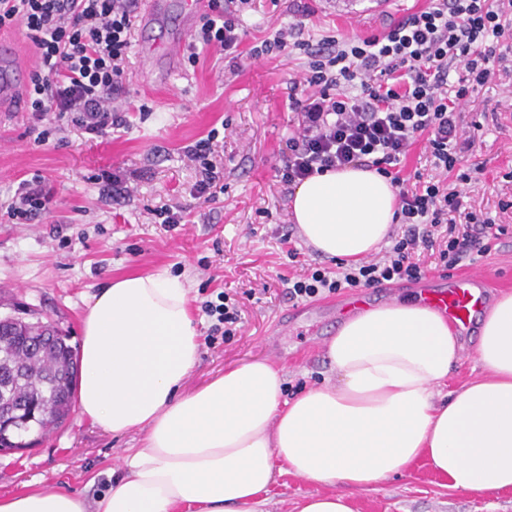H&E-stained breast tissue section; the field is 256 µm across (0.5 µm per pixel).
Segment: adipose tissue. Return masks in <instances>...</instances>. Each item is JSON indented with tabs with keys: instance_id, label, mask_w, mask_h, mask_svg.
I'll return each mask as SVG.
<instances>
[{
	"instance_id": "adipose-tissue-1",
	"label": "adipose tissue",
	"mask_w": 512,
	"mask_h": 512,
	"mask_svg": "<svg viewBox=\"0 0 512 512\" xmlns=\"http://www.w3.org/2000/svg\"><path fill=\"white\" fill-rule=\"evenodd\" d=\"M291 210L322 257L357 263L385 244L397 190L350 166L297 184ZM478 322L482 373L448 400L462 344L415 300L351 313L327 344L322 384L293 400L264 359L189 391L199 332L184 283L164 271L117 278L82 319L78 404L104 432L145 431L143 446L95 502L47 483L0 496V512H263L285 474L317 487L295 512H354L339 487L375 485L420 459L451 489L512 490V292Z\"/></svg>"
}]
</instances>
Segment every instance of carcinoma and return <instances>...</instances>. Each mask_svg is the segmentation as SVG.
<instances>
[{"instance_id": "carcinoma-1", "label": "carcinoma", "mask_w": 512, "mask_h": 512, "mask_svg": "<svg viewBox=\"0 0 512 512\" xmlns=\"http://www.w3.org/2000/svg\"><path fill=\"white\" fill-rule=\"evenodd\" d=\"M52 323L25 326L26 334L6 337L0 343V409L30 413L50 407L54 418L35 419L24 433L25 446L32 447L50 430L62 425L72 409L73 379L67 377V353L42 354L41 335Z\"/></svg>"}]
</instances>
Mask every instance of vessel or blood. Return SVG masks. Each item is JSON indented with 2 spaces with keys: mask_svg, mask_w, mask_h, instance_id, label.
Masks as SVG:
<instances>
[{
  "mask_svg": "<svg viewBox=\"0 0 512 512\" xmlns=\"http://www.w3.org/2000/svg\"><path fill=\"white\" fill-rule=\"evenodd\" d=\"M210 0H145L139 17L141 30L156 33L152 54L142 73L144 82H166L178 63L183 39L209 9ZM26 74L15 61L13 47L0 41V112L23 108L21 89ZM487 294V282L480 274L452 278L428 287L426 303L445 314L452 325L467 331L473 326Z\"/></svg>",
  "mask_w": 512,
  "mask_h": 512,
  "instance_id": "b4317fda",
  "label": "vessel or blood"
}]
</instances>
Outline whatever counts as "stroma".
Instances as JSON below:
<instances>
[{
	"label": "stroma",
	"mask_w": 512,
	"mask_h": 512,
	"mask_svg": "<svg viewBox=\"0 0 512 512\" xmlns=\"http://www.w3.org/2000/svg\"><path fill=\"white\" fill-rule=\"evenodd\" d=\"M306 30L314 39L365 38L423 8L427 0H306ZM294 0H250L236 17L245 36L237 57L215 49L196 63L180 57L166 85L147 89L141 70L149 36L132 33L125 91L128 128L94 137L70 118L45 122L49 136L34 143L30 112H0V316L23 306L67 330L78 345L86 305L117 277L165 271L187 290L201 336L199 361L188 386L223 375L228 365L265 358L282 368L285 399L321 384L328 339L343 316L348 293L289 300L287 279L325 260L299 235L291 217L292 190L276 175L282 151L297 128L288 108V81L301 79L305 56H255L252 48L276 29L296 23ZM463 127L480 124L464 158L482 166L464 186L469 207L506 225L481 260L489 297L512 291V57L461 109ZM217 130L213 162L223 192L198 198L199 166L186 149ZM119 173L130 190L122 203L103 195L101 171ZM44 179L54 198L49 212L27 224L8 215L23 181ZM182 211L164 225L154 210ZM299 252L289 259V248ZM235 295L241 324L229 341L207 339L203 301ZM145 434L103 432L72 411L62 426L26 451L0 455V496L29 483H55L94 498L105 494L113 467ZM355 512H512V491L465 493L420 460L376 489L345 491Z\"/></svg>",
	"instance_id": "1"
}]
</instances>
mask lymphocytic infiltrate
I'll list each match as a JSON object with an SVG mask.
<instances>
[{"label":"lymphocytic infiltrate","instance_id":"f902f5d3","mask_svg":"<svg viewBox=\"0 0 512 512\" xmlns=\"http://www.w3.org/2000/svg\"><path fill=\"white\" fill-rule=\"evenodd\" d=\"M138 0H0V30L23 25L39 67L27 89L37 120L74 113L85 133L103 135L127 126L113 108L124 90L125 60ZM192 43L236 52L243 36L223 0L194 29ZM299 51L307 58V94L289 92L298 115L278 170L291 186L313 174L347 165L375 169L398 189L404 230L377 260L312 268L294 280L290 300H308L349 288H377L423 278L418 250H437L442 267L477 262L505 234L494 219L468 210L462 185L474 179L462 169L461 149L473 142L458 112L472 93L487 84L496 64L512 51V0H429L382 35L338 40L306 37L303 24L278 29L264 39L261 55ZM459 71L449 84L451 71ZM425 137L435 168L455 173L447 188L415 173L402 179L399 165L417 137ZM52 196L40 180L23 182L9 215L28 221L49 210ZM212 318L208 340L230 339L240 309L229 293L203 302Z\"/></svg>","mask_w":512,"mask_h":512}]
</instances>
